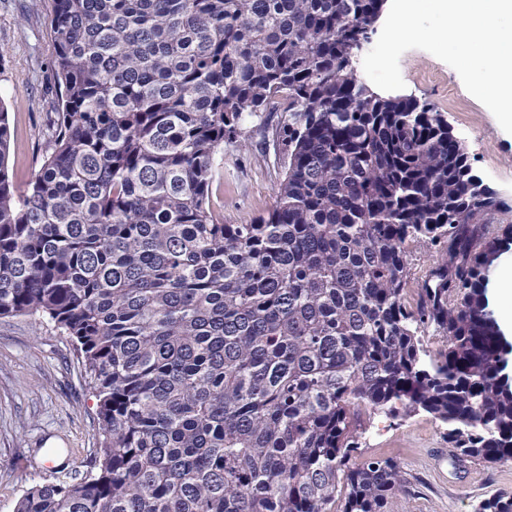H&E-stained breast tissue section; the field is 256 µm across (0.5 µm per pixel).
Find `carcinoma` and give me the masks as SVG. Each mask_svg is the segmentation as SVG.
Instances as JSON below:
<instances>
[{"mask_svg": "<svg viewBox=\"0 0 512 512\" xmlns=\"http://www.w3.org/2000/svg\"><path fill=\"white\" fill-rule=\"evenodd\" d=\"M385 2L51 0L60 96L22 193L0 106V318L70 338L101 455L15 512H394L406 480L361 456L363 408L432 415L460 465L512 460L485 297L508 207L441 113L357 76ZM284 96L274 205L226 224L224 152ZM415 241L439 260L411 308Z\"/></svg>", "mask_w": 512, "mask_h": 512, "instance_id": "carcinoma-1", "label": "carcinoma"}]
</instances>
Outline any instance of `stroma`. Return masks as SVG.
Segmentation results:
<instances>
[{
  "label": "stroma",
  "mask_w": 512,
  "mask_h": 512,
  "mask_svg": "<svg viewBox=\"0 0 512 512\" xmlns=\"http://www.w3.org/2000/svg\"><path fill=\"white\" fill-rule=\"evenodd\" d=\"M49 0H0V106L11 132L8 173L26 189L50 148L58 99L47 26ZM400 94L440 112L481 176L512 207V134L464 87L459 74L427 51L400 58ZM246 147L225 161L212 203L228 224H252L275 201L280 165L253 123ZM360 449L394 460L408 481L397 512H474L486 494L512 493V461L455 468L439 420L421 412L402 420L363 412ZM63 456L48 463L49 448ZM100 448L97 406L81 359L54 323L0 318V512H14L27 488L82 477Z\"/></svg>",
  "instance_id": "35a3bbf8"
}]
</instances>
